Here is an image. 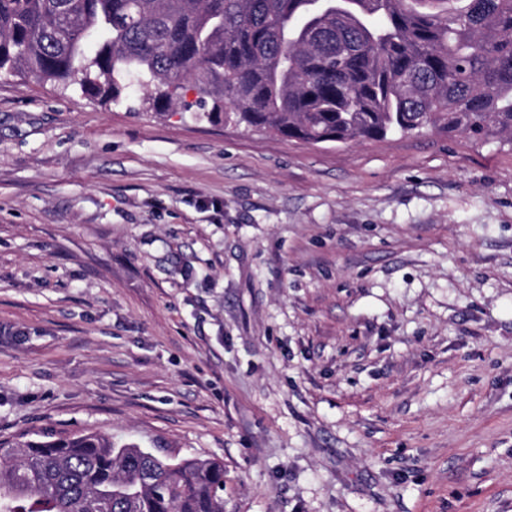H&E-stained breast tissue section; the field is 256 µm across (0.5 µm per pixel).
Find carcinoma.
Returning a JSON list of instances; mask_svg holds the SVG:
<instances>
[{
    "label": "carcinoma",
    "instance_id": "carcinoma-1",
    "mask_svg": "<svg viewBox=\"0 0 512 512\" xmlns=\"http://www.w3.org/2000/svg\"><path fill=\"white\" fill-rule=\"evenodd\" d=\"M311 143H512V0H0V71ZM224 463L96 432L0 440V512H224Z\"/></svg>",
    "mask_w": 512,
    "mask_h": 512
}]
</instances>
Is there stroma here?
Segmentation results:
<instances>
[{
  "label": "stroma",
  "instance_id": "35a3bbf8",
  "mask_svg": "<svg viewBox=\"0 0 512 512\" xmlns=\"http://www.w3.org/2000/svg\"><path fill=\"white\" fill-rule=\"evenodd\" d=\"M224 463V512H512V144H311L0 72V439Z\"/></svg>",
  "mask_w": 512,
  "mask_h": 512
}]
</instances>
